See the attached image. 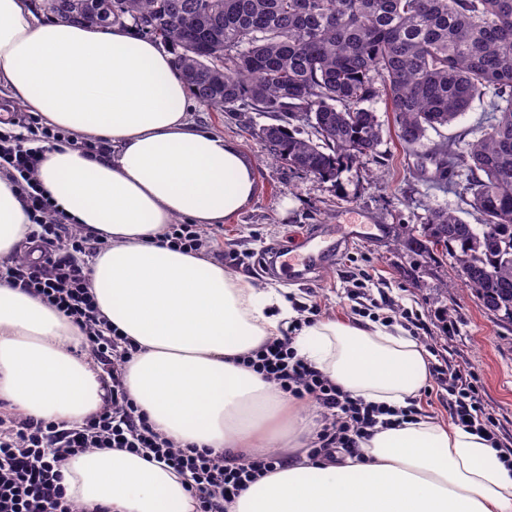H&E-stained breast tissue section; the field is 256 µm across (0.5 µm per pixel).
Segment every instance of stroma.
<instances>
[{
  "mask_svg": "<svg viewBox=\"0 0 512 512\" xmlns=\"http://www.w3.org/2000/svg\"><path fill=\"white\" fill-rule=\"evenodd\" d=\"M374 108L384 124L378 156L358 159L333 183L273 160L253 133L264 117L191 105V120L239 145L254 170L253 194L219 228L214 259L257 287L282 285L297 306L317 303L330 316L352 317V295L359 289L375 301L418 313L424 324L421 343L474 372L500 432L511 440L512 326L496 323L470 290L455 287L452 264L421 260L393 236L398 225L425 223L434 208L448 209L468 224L479 223L480 217L466 205L461 186L436 184L432 165L404 151L385 100H377ZM320 224H385L391 234L352 240L306 282L262 272L258 259L266 248L295 253Z\"/></svg>",
  "mask_w": 512,
  "mask_h": 512,
  "instance_id": "obj_1",
  "label": "stroma"
}]
</instances>
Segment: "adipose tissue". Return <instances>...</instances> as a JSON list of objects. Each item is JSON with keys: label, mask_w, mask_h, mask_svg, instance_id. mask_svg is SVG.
Instances as JSON below:
<instances>
[{"label": "adipose tissue", "mask_w": 512, "mask_h": 512, "mask_svg": "<svg viewBox=\"0 0 512 512\" xmlns=\"http://www.w3.org/2000/svg\"><path fill=\"white\" fill-rule=\"evenodd\" d=\"M0 89L10 103L111 155L48 148L46 193L105 246L90 286L101 313L140 350L125 387L165 436L200 448L284 462L252 483L228 512H512V470L480 435L428 416L377 429L354 454L309 458L310 418L288 408L237 355L281 337L299 314L285 288H258L200 253L163 243L183 219L216 225L253 192L243 149L197 126L192 92L170 53L132 25L46 20L31 0H0ZM28 217L0 175V257L24 241ZM82 333L53 308L0 283V400L36 419L76 423L106 399ZM298 356L352 397L402 408L428 378L427 351L399 326L323 319L295 338ZM67 496L112 512H195L185 479L116 448L71 457Z\"/></svg>", "instance_id": "adipose-tissue-1"}]
</instances>
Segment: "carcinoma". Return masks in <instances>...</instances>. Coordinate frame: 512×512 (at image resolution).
Returning <instances> with one entry per match:
<instances>
[{
    "label": "carcinoma",
    "instance_id": "cac0c4a2",
    "mask_svg": "<svg viewBox=\"0 0 512 512\" xmlns=\"http://www.w3.org/2000/svg\"><path fill=\"white\" fill-rule=\"evenodd\" d=\"M55 19L99 25L110 11L164 43L197 102L254 112L272 156L335 182L375 155L386 97L396 136L413 153L490 96L480 136L446 140L428 157L435 178L466 172L480 224L444 210L399 242L421 259L451 257L461 282L512 325V0H43Z\"/></svg>",
    "mask_w": 512,
    "mask_h": 512
}]
</instances>
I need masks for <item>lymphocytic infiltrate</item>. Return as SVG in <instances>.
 Here are the masks:
<instances>
[{"label":"lymphocytic infiltrate","instance_id":"1","mask_svg":"<svg viewBox=\"0 0 512 512\" xmlns=\"http://www.w3.org/2000/svg\"><path fill=\"white\" fill-rule=\"evenodd\" d=\"M43 143L75 144L95 156L111 150L106 140H76L73 133L44 125L32 113L18 120L16 128L0 132V171L20 190L30 221L25 238L29 249L0 262V282L37 296L79 327L82 350L109 379L112 397L79 423L35 419L0 403V512H86L83 504L66 496L61 468L71 456L111 448L142 454L186 476L196 512H226L227 504L281 460L270 453L244 457L182 446L138 411L124 376L139 348L105 320L90 288L92 266L104 242L73 223L46 195L38 178ZM293 343L290 335L274 339L243 356L241 363L283 394L314 401L322 409V428L309 450L312 458L335 448L357 452L362 439L386 426L389 417L404 421L418 416L414 406L395 410L351 397L298 357ZM430 374L446 393L443 403L452 422L484 436L512 467V441L498 433L474 374L442 358L432 363Z\"/></svg>","mask_w":512,"mask_h":512}]
</instances>
